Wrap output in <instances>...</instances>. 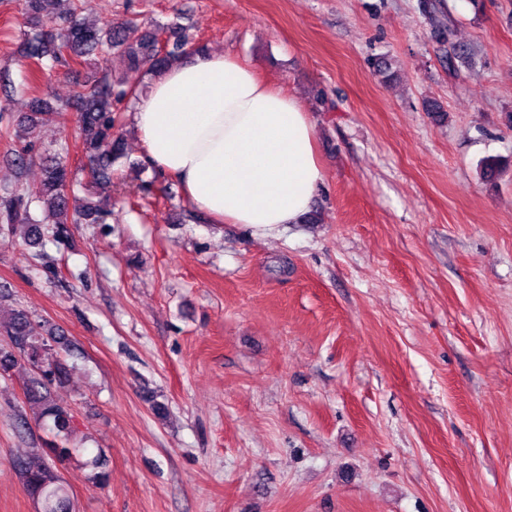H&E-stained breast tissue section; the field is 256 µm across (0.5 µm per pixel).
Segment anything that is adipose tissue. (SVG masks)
<instances>
[{"mask_svg": "<svg viewBox=\"0 0 512 512\" xmlns=\"http://www.w3.org/2000/svg\"><path fill=\"white\" fill-rule=\"evenodd\" d=\"M153 165L217 224H296L322 182L302 103L237 58L205 52L153 78L131 113Z\"/></svg>", "mask_w": 512, "mask_h": 512, "instance_id": "obj_1", "label": "adipose tissue"}]
</instances>
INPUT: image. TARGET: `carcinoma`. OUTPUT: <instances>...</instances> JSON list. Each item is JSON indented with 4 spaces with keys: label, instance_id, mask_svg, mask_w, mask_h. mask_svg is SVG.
I'll return each mask as SVG.
<instances>
[{
    "label": "carcinoma",
    "instance_id": "carcinoma-1",
    "mask_svg": "<svg viewBox=\"0 0 512 512\" xmlns=\"http://www.w3.org/2000/svg\"><path fill=\"white\" fill-rule=\"evenodd\" d=\"M61 0H21L23 27L21 57L31 67L32 80L42 73L43 58L62 60L67 65L81 66L94 55L106 61L121 57L131 67L147 74L163 71L186 54L184 42L176 27L166 28L174 39L173 49H159V31L141 32L129 20L113 21L100 27L80 18L82 0H66L69 8L60 9ZM135 96L131 86L108 73L80 86L75 101H62V106H74L77 112L76 138L79 140L89 170L91 182L99 187L112 186L114 165L124 157V142L117 134V105ZM50 102L33 96L29 111L15 121V137L26 144L33 143L36 128L48 115ZM42 176L33 184L16 179L0 194V232L16 234L30 246L41 241V225H54V235H68L71 224H103L112 216V200L102 203L77 198L68 192L71 172L59 152L40 157ZM41 208V218L31 214V205ZM0 333L11 342L8 349L0 348V375L8 373L19 361L31 366L32 375L24 388L26 403L41 420L52 422L51 430L59 438L43 454L17 461L22 484L28 494L41 504V512H70V499L56 463L70 458L77 449L67 445L74 428L71 409L59 402L52 393L54 386L64 382L65 363L49 356L48 344L38 333L28 314L13 309L8 316L0 314Z\"/></svg>",
    "mask_w": 512,
    "mask_h": 512
}]
</instances>
